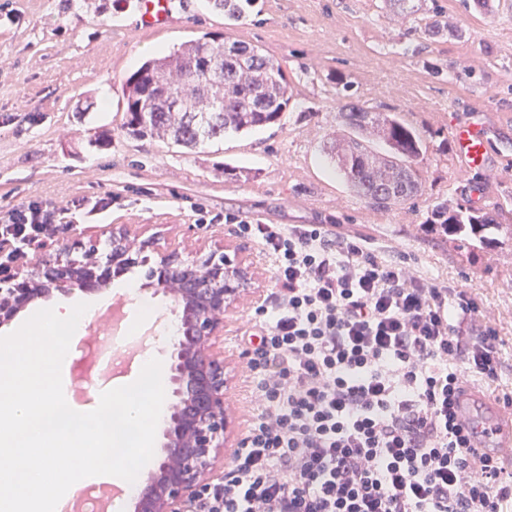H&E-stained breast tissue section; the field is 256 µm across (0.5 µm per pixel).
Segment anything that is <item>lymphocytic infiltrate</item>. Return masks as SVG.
<instances>
[{
  "mask_svg": "<svg viewBox=\"0 0 512 512\" xmlns=\"http://www.w3.org/2000/svg\"><path fill=\"white\" fill-rule=\"evenodd\" d=\"M61 212L0 211L15 257ZM272 263L248 367L258 414L200 512H503L512 480L461 422L466 383L499 377L472 293L322 224L239 219Z\"/></svg>",
  "mask_w": 512,
  "mask_h": 512,
  "instance_id": "lymphocytic-infiltrate-1",
  "label": "lymphocytic infiltrate"
}]
</instances>
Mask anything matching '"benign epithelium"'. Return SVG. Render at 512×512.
<instances>
[{"instance_id":"obj_1","label":"benign epithelium","mask_w":512,"mask_h":512,"mask_svg":"<svg viewBox=\"0 0 512 512\" xmlns=\"http://www.w3.org/2000/svg\"><path fill=\"white\" fill-rule=\"evenodd\" d=\"M157 256L140 291L168 298L176 336L168 349L166 414L156 466L140 480L132 512H193L202 488L224 479V460L245 437L228 398L233 375L224 358V323L240 305L260 300V272L238 252L195 258L176 243L139 239L112 228V246L97 257L94 241L76 238L55 259L20 265L0 277V331L33 304L74 290L101 293L112 280Z\"/></svg>"}]
</instances>
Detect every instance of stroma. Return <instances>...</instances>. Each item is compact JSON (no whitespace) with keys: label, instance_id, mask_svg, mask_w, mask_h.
Masks as SVG:
<instances>
[{"label":"stroma","instance_id":"1","mask_svg":"<svg viewBox=\"0 0 512 512\" xmlns=\"http://www.w3.org/2000/svg\"><path fill=\"white\" fill-rule=\"evenodd\" d=\"M139 0H0V208L37 201L92 228L99 254L113 225L184 244L205 256L233 245L262 272L264 302L276 292L270 259L238 236L232 216L265 224H324L367 237L421 275L473 293L477 324L499 336L501 379L472 383L512 395V234L454 247L433 223L436 205L501 208L512 224V7L492 0H426L405 18L386 0H258V13L228 26L208 0H172L159 30L139 24ZM462 28L432 43V11ZM210 34L262 48L284 66L292 97L275 123L195 149L129 136L125 81L149 57ZM397 112L421 135L425 180L417 199L380 211L351 192L323 151L347 99ZM484 125V168L460 169L450 126ZM234 168L227 177L225 168ZM256 308L240 306L224 334L234 360L230 403L244 423L257 413L248 368Z\"/></svg>","mask_w":512,"mask_h":512}]
</instances>
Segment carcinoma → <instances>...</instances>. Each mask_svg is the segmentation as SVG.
<instances>
[{
  "mask_svg": "<svg viewBox=\"0 0 512 512\" xmlns=\"http://www.w3.org/2000/svg\"><path fill=\"white\" fill-rule=\"evenodd\" d=\"M211 2L234 22L256 6V0ZM424 33L433 40L462 37V30L448 27L437 11ZM203 65L211 70L204 80L199 77ZM126 87L130 134L189 151L279 120L292 97L281 61L255 45L207 34L145 60ZM338 118L344 134L329 137L325 148L351 191L383 210L422 195L424 142L415 128L396 113L373 112L354 102L343 105ZM375 139L386 145L385 152L373 149ZM434 216L459 247L473 237L489 242L486 231L512 230L496 215L460 204L452 211L438 205Z\"/></svg>",
  "mask_w": 512,
  "mask_h": 512,
  "instance_id": "carcinoma-1",
  "label": "carcinoma"
}]
</instances>
